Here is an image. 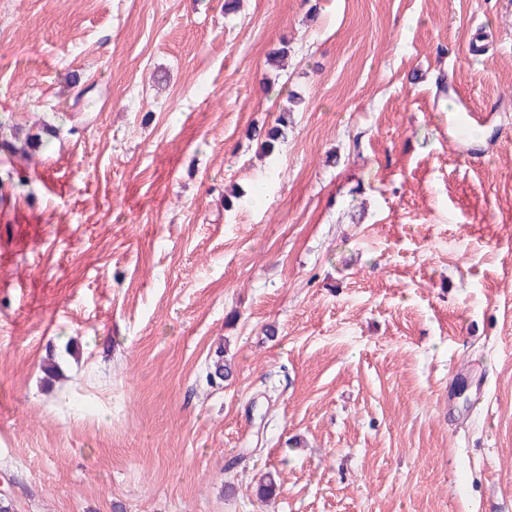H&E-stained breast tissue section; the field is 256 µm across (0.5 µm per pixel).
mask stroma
<instances>
[{
	"label": "stroma",
	"instance_id": "1",
	"mask_svg": "<svg viewBox=\"0 0 512 512\" xmlns=\"http://www.w3.org/2000/svg\"><path fill=\"white\" fill-rule=\"evenodd\" d=\"M16 125L11 512H512V0H0ZM288 112L289 110H284L276 119L275 125L264 132V140L261 144L264 151H273L281 139H285V130L288 128Z\"/></svg>",
	"mask_w": 512,
	"mask_h": 512
}]
</instances>
